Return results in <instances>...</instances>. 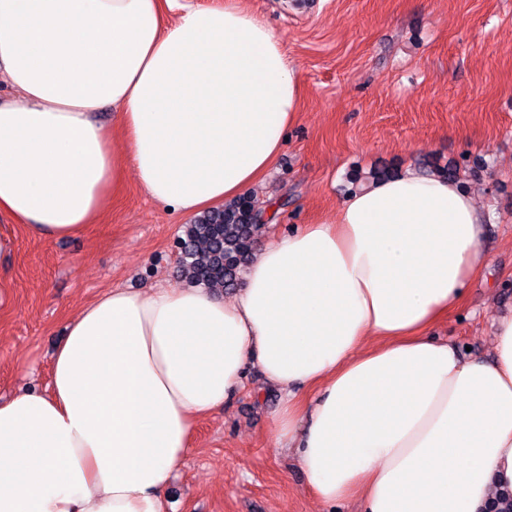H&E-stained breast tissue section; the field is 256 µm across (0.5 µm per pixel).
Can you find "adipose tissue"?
<instances>
[{"label":"adipose tissue","mask_w":512,"mask_h":512,"mask_svg":"<svg viewBox=\"0 0 512 512\" xmlns=\"http://www.w3.org/2000/svg\"><path fill=\"white\" fill-rule=\"evenodd\" d=\"M0 212L71 238L133 173L198 213L272 168L300 111L281 40L242 0H0ZM115 109L112 127L97 119ZM489 216L414 168L259 247L231 298L113 288L66 324L49 391L0 403V512H166L197 422L257 367L307 489L362 512H488L512 491V314L493 357L430 331L485 265Z\"/></svg>","instance_id":"1"}]
</instances>
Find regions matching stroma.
Wrapping results in <instances>:
<instances>
[{
    "mask_svg": "<svg viewBox=\"0 0 512 512\" xmlns=\"http://www.w3.org/2000/svg\"><path fill=\"white\" fill-rule=\"evenodd\" d=\"M281 39L303 85L301 109L270 172L251 190L278 204L269 235L333 216L354 174L456 166L494 217L486 266L432 331L491 359L492 314L512 312V0H245ZM191 216L126 175L97 224L34 240L9 215L0 234V402L47 389L68 318L114 287H179L175 241ZM278 390L257 368L197 426L168 489L169 512H358L328 508L278 450Z\"/></svg>",
    "mask_w": 512,
    "mask_h": 512,
    "instance_id": "35a3bbf8",
    "label": "stroma"
}]
</instances>
